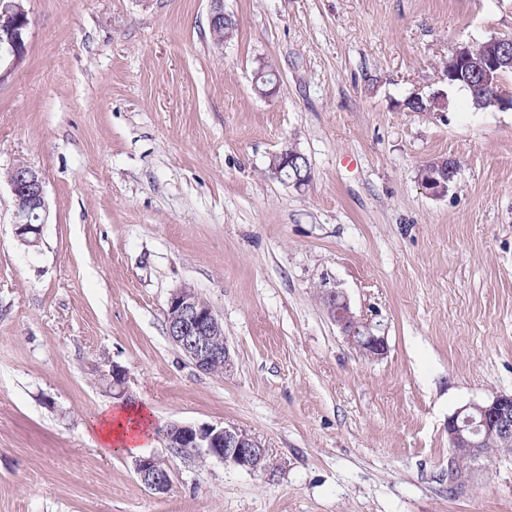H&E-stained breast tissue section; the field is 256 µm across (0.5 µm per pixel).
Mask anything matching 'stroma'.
I'll return each mask as SVG.
<instances>
[{
    "instance_id": "1",
    "label": "stroma",
    "mask_w": 512,
    "mask_h": 512,
    "mask_svg": "<svg viewBox=\"0 0 512 512\" xmlns=\"http://www.w3.org/2000/svg\"><path fill=\"white\" fill-rule=\"evenodd\" d=\"M31 0L27 52L0 79V512H512V453L448 481V418L512 394V109L474 108L443 66L512 38V0ZM279 81L257 94L253 74ZM444 93L443 112L408 98ZM304 153V190L272 156ZM458 163L447 196L419 170ZM46 181L37 249L2 178ZM195 288L234 357L196 370L165 330ZM342 289L388 352L330 320ZM127 371L114 398L99 380ZM159 423L236 425L271 469L98 447L105 405ZM271 171L282 182L301 190L312 180V171L305 154L297 149L284 148L271 160ZM319 293L328 315L352 346L370 360H379L387 354L385 336L380 334L376 326L356 317L342 290L335 287L320 288ZM133 469L145 488L155 493H165L170 487L167 469L160 468V461L154 456H140L132 460Z\"/></svg>"
}]
</instances>
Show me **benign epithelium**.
<instances>
[{
	"instance_id": "1",
	"label": "benign epithelium",
	"mask_w": 512,
	"mask_h": 512,
	"mask_svg": "<svg viewBox=\"0 0 512 512\" xmlns=\"http://www.w3.org/2000/svg\"><path fill=\"white\" fill-rule=\"evenodd\" d=\"M30 26L28 0H0V65L13 66L25 54ZM464 73L480 79L493 100L512 103V88L503 83L507 71H512V38L495 37L484 55L474 60L469 46L462 45L453 52ZM271 171L282 182L300 190L312 180V171L305 154L297 149L284 148L271 160ZM457 172L452 159H436L424 164L419 181L423 191L435 198L448 194ZM10 189L12 219L17 240L28 247L39 246L43 228L48 223L49 207L45 181L38 170L26 165L12 167L6 176ZM320 297L332 321L346 340L362 351L366 358L379 360L388 351L386 337L378 328L356 317L343 291L337 288L320 289ZM167 334L191 364L207 373L215 363L224 364V372L233 367L228 345L216 339L224 336V325L213 308L202 303L200 294L191 286L175 289L169 296L165 312ZM111 386L112 395L125 394L126 371L114 364L101 374ZM166 436L169 447L178 448L193 456L213 457L252 473L270 469L265 444L248 430L235 425L187 424L171 422ZM494 441L496 449L512 447V396L497 395L492 400L469 403L448 417V444L451 450L463 449L470 460L487 453L486 444ZM133 469L145 488L165 493L170 487L167 470L153 455L132 460Z\"/></svg>"
}]
</instances>
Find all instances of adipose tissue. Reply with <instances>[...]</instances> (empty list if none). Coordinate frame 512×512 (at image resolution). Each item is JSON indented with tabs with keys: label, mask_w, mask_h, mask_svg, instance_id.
Wrapping results in <instances>:
<instances>
[{
	"label": "adipose tissue",
	"mask_w": 512,
	"mask_h": 512,
	"mask_svg": "<svg viewBox=\"0 0 512 512\" xmlns=\"http://www.w3.org/2000/svg\"><path fill=\"white\" fill-rule=\"evenodd\" d=\"M153 427L149 408L129 404L116 408L104 406L92 429L99 446L107 452L139 455L151 448Z\"/></svg>",
	"instance_id": "1"
}]
</instances>
